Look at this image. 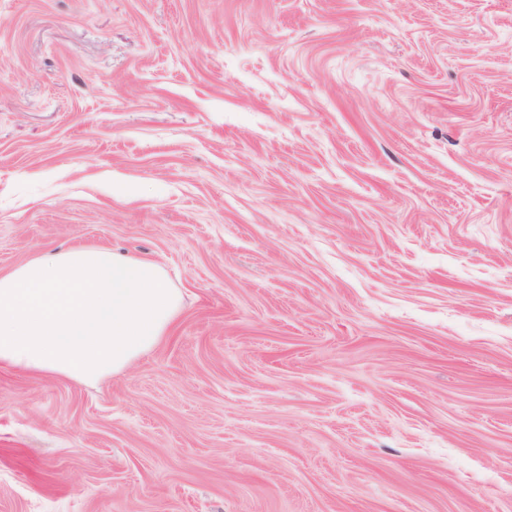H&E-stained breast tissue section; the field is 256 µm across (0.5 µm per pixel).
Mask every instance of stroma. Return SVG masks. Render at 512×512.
<instances>
[{"instance_id": "1", "label": "stroma", "mask_w": 512, "mask_h": 512, "mask_svg": "<svg viewBox=\"0 0 512 512\" xmlns=\"http://www.w3.org/2000/svg\"><path fill=\"white\" fill-rule=\"evenodd\" d=\"M77 245L183 308L0 368V512H512V0H0V271Z\"/></svg>"}]
</instances>
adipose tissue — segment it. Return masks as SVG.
<instances>
[{
	"instance_id": "1",
	"label": "adipose tissue",
	"mask_w": 512,
	"mask_h": 512,
	"mask_svg": "<svg viewBox=\"0 0 512 512\" xmlns=\"http://www.w3.org/2000/svg\"><path fill=\"white\" fill-rule=\"evenodd\" d=\"M181 310L155 261L44 249L0 273V366L95 383L155 347Z\"/></svg>"
}]
</instances>
